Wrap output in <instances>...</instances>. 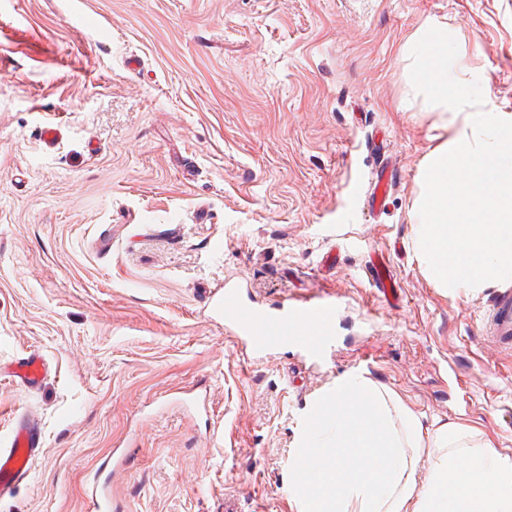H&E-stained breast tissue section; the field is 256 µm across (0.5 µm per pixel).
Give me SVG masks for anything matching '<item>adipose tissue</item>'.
Instances as JSON below:
<instances>
[{"label": "adipose tissue", "instance_id": "adipose-tissue-1", "mask_svg": "<svg viewBox=\"0 0 512 512\" xmlns=\"http://www.w3.org/2000/svg\"><path fill=\"white\" fill-rule=\"evenodd\" d=\"M288 493L294 512H512V457L470 424L424 422L394 390L346 375L305 416Z\"/></svg>", "mask_w": 512, "mask_h": 512}]
</instances>
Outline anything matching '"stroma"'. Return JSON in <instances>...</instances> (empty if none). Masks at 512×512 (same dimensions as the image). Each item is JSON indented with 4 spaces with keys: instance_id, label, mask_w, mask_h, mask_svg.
<instances>
[{
    "instance_id": "obj_1",
    "label": "stroma",
    "mask_w": 512,
    "mask_h": 512,
    "mask_svg": "<svg viewBox=\"0 0 512 512\" xmlns=\"http://www.w3.org/2000/svg\"><path fill=\"white\" fill-rule=\"evenodd\" d=\"M436 20L512 113V0H0V362L52 366L34 391L0 375V436L29 410L45 441L0 512H90L94 481L112 512H291L303 414L349 373L512 455L498 290L444 293L412 245L438 131L401 50ZM231 284L335 301L334 351L253 356L211 310ZM394 171L386 166L376 173V180L367 195V204L372 215H377L383 206H385L388 194L392 188L394 180Z\"/></svg>"
}]
</instances>
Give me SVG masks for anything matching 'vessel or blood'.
<instances>
[{
  "mask_svg": "<svg viewBox=\"0 0 512 512\" xmlns=\"http://www.w3.org/2000/svg\"><path fill=\"white\" fill-rule=\"evenodd\" d=\"M394 172L383 167L367 196L371 213H379L392 188ZM213 312L223 318L234 335L254 355H269L283 346L300 345L308 357L323 356L330 344L336 323L337 305L319 299L280 304L270 308L247 305L238 289L228 288L212 305ZM486 339L495 345L512 344V291L499 293L486 328ZM49 365L38 354L17 357L11 364L10 376L20 386L32 389L47 376ZM43 446L42 428L33 415L15 414L8 436L0 437V496L26 482L29 462Z\"/></svg>",
  "mask_w": 512,
  "mask_h": 512,
  "instance_id": "vessel-or-blood-1",
  "label": "vessel or blood"
}]
</instances>
